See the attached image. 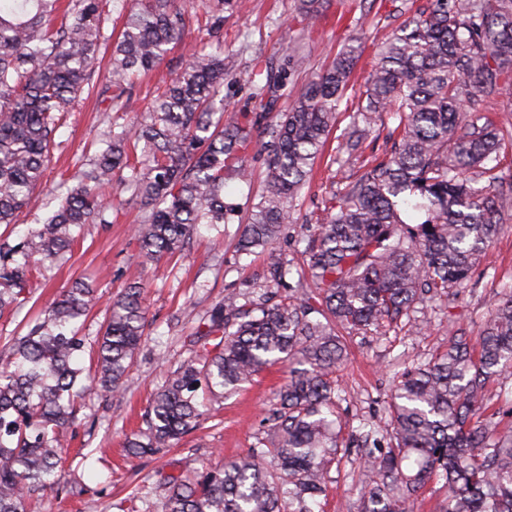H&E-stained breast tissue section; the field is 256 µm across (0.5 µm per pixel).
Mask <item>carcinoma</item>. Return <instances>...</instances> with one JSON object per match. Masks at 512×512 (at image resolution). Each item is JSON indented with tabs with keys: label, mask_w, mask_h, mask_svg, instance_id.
<instances>
[{
	"label": "carcinoma",
	"mask_w": 512,
	"mask_h": 512,
	"mask_svg": "<svg viewBox=\"0 0 512 512\" xmlns=\"http://www.w3.org/2000/svg\"><path fill=\"white\" fill-rule=\"evenodd\" d=\"M108 0H0V224L37 206L36 188L65 114L95 87ZM212 0L205 24L210 52L159 70L166 46L186 27L177 0H123L102 93L121 108L141 74L158 75L149 121L112 135L106 148L75 159L56 188L57 209L16 245L0 243V318L21 304L34 275L59 264L84 225L107 223L105 190L118 185L139 201V257L181 253L200 224H233L225 201L245 182V158L261 129L268 172L238 249L273 247L294 222L292 203L336 120L355 50L315 73L286 112L276 111L288 77L302 67L292 50L279 74L251 76L254 109L224 118V10ZM512 82V0H433L379 47L358 100L356 121L339 150L355 152L360 123L391 115L388 157L341 194L325 200L324 222L308 243L313 287L278 255L269 269L284 287L275 300L240 302L236 293L207 312L205 333L166 376L126 437L132 457L153 456L198 426L200 393L224 398L264 368L288 376L266 418L268 428L231 459L191 474L164 475L161 512H314L330 490V471L349 444L338 412L337 372L347 336L411 319L416 305L463 286L503 224L512 219L504 186V133L470 120L476 97ZM97 290L79 281L60 293L0 368V512H28L39 489L60 484L62 437L88 392L116 393L147 337L141 287L114 297L92 347L82 318ZM512 374V291L480 333L459 327L448 349L405 368L389 397L391 440L363 449L365 484L351 512H411L422 490L444 482L441 512H512V428L489 412V383Z\"/></svg>",
	"instance_id": "obj_1"
}]
</instances>
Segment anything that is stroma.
<instances>
[{
	"label": "stroma",
	"instance_id": "35a3bbf8",
	"mask_svg": "<svg viewBox=\"0 0 512 512\" xmlns=\"http://www.w3.org/2000/svg\"><path fill=\"white\" fill-rule=\"evenodd\" d=\"M430 0H323L322 15L307 24L298 13V0H233L224 14V63L236 73L225 84L224 101L242 109L250 103L249 76L258 68L280 71L289 46L301 44L305 57L301 71L288 81L289 95H296L312 73L328 68L336 53L350 42L360 51L351 84L342 98L336 123L324 153L317 159L311 178L294 203L295 222L274 246L276 253L295 268L306 269L304 252L308 238L323 217V202L331 192L352 181L365 162L384 159L391 147L389 130L395 122L383 117L371 128L358 154L337 153L336 148L353 120L352 99L363 91L376 48L408 17L410 8L422 9ZM190 21L179 41L170 44L162 70L180 67L199 51L205 40L202 0H185ZM156 90V80L141 77L122 111H112L96 95H83L78 112L67 117L55 134L56 147L40 187L46 210H53L54 190L62 173L72 170L83 152L98 148L115 126L143 121ZM249 183H234L225 193L249 217L264 186L263 154L247 157ZM114 207L109 223L86 225L67 260L47 273L48 280L33 284L14 316L0 319V363L5 343L24 335L26 324L59 291L82 280L96 288L102 298L119 294L129 284L143 287L149 320V336L129 370L123 388L112 394H92L81 403L67 430L60 486L31 496V512H117L115 505L133 487L146 493V512H159L162 493L155 473L171 474L188 467L229 458L250 448L260 422L271 408L283 372L265 370L235 394L208 403L199 427L177 446L152 457H128L127 435L143 425L144 412L167 372L188 357V338L202 329L207 311L225 294L255 298L276 291L269 277L267 252L241 253L238 227L225 225L216 232L200 225L182 256L154 265L141 263L132 228L142 220V211L130 195ZM512 289V224L493 242L487 258L476 267L466 288L449 298L428 304L420 315L422 333L392 330L387 334L357 335L348 342V360L338 375L341 384L339 411L346 432L360 423L373 424L381 444H388L387 401L397 372L426 360L448 346V335L457 327L479 329L488 310ZM361 476L360 452L351 449L338 468L332 469V492L324 512H348L357 498Z\"/></svg>",
	"mask_w": 512,
	"mask_h": 512
}]
</instances>
